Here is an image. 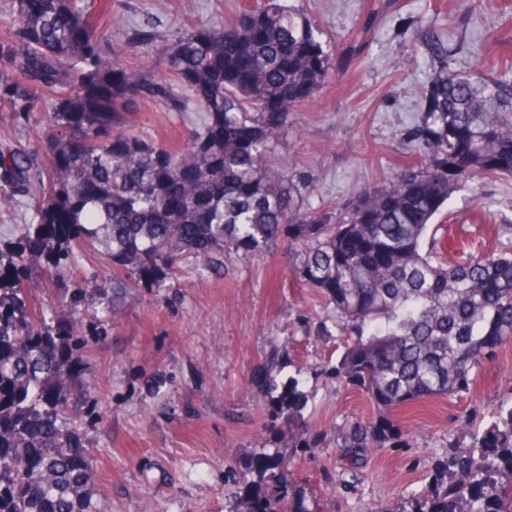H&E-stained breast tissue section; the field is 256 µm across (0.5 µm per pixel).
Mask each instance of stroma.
Listing matches in <instances>:
<instances>
[{
	"label": "stroma",
	"instance_id": "1",
	"mask_svg": "<svg viewBox=\"0 0 512 512\" xmlns=\"http://www.w3.org/2000/svg\"><path fill=\"white\" fill-rule=\"evenodd\" d=\"M321 29L331 75L288 123L276 156L303 178L302 204L342 213L366 188L387 185L410 161L408 139L421 89L437 70L430 44L448 48L454 68L500 77L512 65V0H286ZM100 51L120 66L170 81L166 57L193 27L224 26L256 0H84ZM153 27L146 47L128 43ZM184 107L149 101L129 133L182 151L205 113L190 90L171 83ZM446 254L488 251L496 233L512 239V178L461 180L435 218ZM286 243L239 255L223 268L192 263L161 287L136 284L101 296L112 265L98 251L28 286L42 302L70 301L82 314L79 361L96 385L78 406L76 432L94 460L99 512H229L249 456L269 444L262 378L296 377L308 396L309 447L285 459L286 482L311 512H379L420 492L451 447L512 403V342L480 368L471 389L381 410L359 389L325 374L343 339L327 299L298 281ZM390 418L399 442L370 448L357 465L339 446L352 423Z\"/></svg>",
	"mask_w": 512,
	"mask_h": 512
}]
</instances>
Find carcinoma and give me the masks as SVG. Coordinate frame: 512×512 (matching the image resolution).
Segmentation results:
<instances>
[{
  "mask_svg": "<svg viewBox=\"0 0 512 512\" xmlns=\"http://www.w3.org/2000/svg\"><path fill=\"white\" fill-rule=\"evenodd\" d=\"M16 14L0 43L15 74L0 80V103L27 119L41 94L56 100L35 146L0 150V200L32 209L19 238L0 239V512H97L91 456L67 422L92 394L76 360L80 312L70 301L36 304L25 288L33 270L74 263L77 248L102 249L112 287L154 288L186 255L217 268L231 254L307 244L293 275L328 298L350 339L332 372L384 409L469 391L512 341V253L446 262L427 240L461 179L512 176L509 83L454 71L440 55L411 131L418 156L336 216L304 209L301 182L274 157L291 112L331 71L299 7L261 0L234 26L178 36L169 73L208 119L181 152L122 130L140 99L181 102L146 73L117 70L78 0H43L34 12L16 0ZM266 388L275 447L254 453L230 512H311L301 492L281 508L261 492L281 482V445L307 447L299 380ZM400 438L386 417L355 423L344 456L355 464ZM380 512H512V407L450 452L425 490Z\"/></svg>",
  "mask_w": 512,
  "mask_h": 512,
  "instance_id": "cac0c4a2",
  "label": "carcinoma"
}]
</instances>
